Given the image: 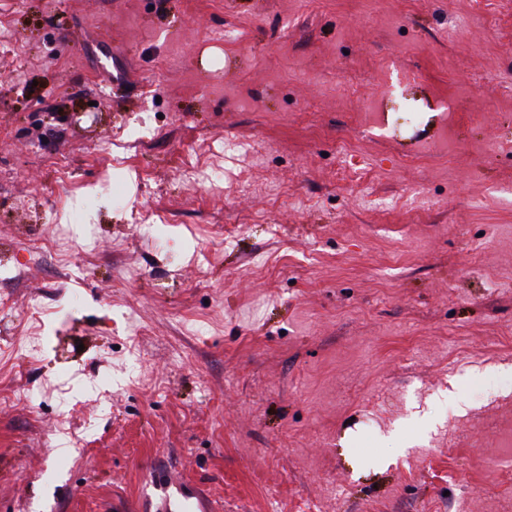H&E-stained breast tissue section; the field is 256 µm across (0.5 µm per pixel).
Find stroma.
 Instances as JSON below:
<instances>
[{"label":"stroma","instance_id":"1","mask_svg":"<svg viewBox=\"0 0 512 512\" xmlns=\"http://www.w3.org/2000/svg\"><path fill=\"white\" fill-rule=\"evenodd\" d=\"M0 21V512H135L150 460L223 512H512V0ZM352 76L428 110L381 125ZM228 135L265 146L249 193L186 177ZM56 224L93 251L35 254Z\"/></svg>","mask_w":512,"mask_h":512}]
</instances>
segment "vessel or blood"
Returning a JSON list of instances; mask_svg holds the SVG:
<instances>
[{
  "label": "vessel or blood",
  "instance_id": "vessel-or-blood-1",
  "mask_svg": "<svg viewBox=\"0 0 512 512\" xmlns=\"http://www.w3.org/2000/svg\"><path fill=\"white\" fill-rule=\"evenodd\" d=\"M140 512H218V504L190 482L149 464L141 488Z\"/></svg>",
  "mask_w": 512,
  "mask_h": 512
}]
</instances>
